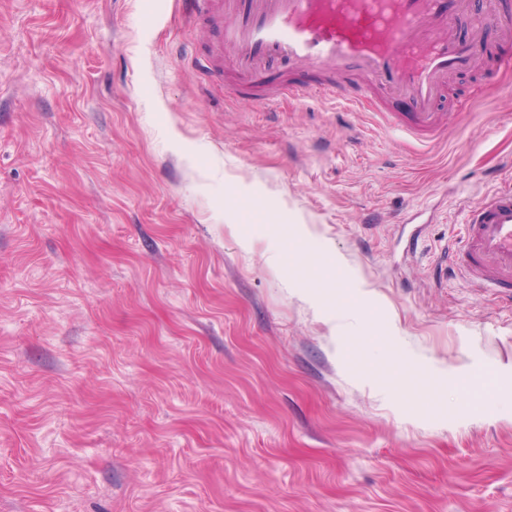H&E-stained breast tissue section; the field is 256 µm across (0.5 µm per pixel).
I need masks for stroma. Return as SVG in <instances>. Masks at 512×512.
<instances>
[{"instance_id": "stroma-1", "label": "stroma", "mask_w": 512, "mask_h": 512, "mask_svg": "<svg viewBox=\"0 0 512 512\" xmlns=\"http://www.w3.org/2000/svg\"><path fill=\"white\" fill-rule=\"evenodd\" d=\"M179 0H0V512H512V310L446 253L512 179V40L422 148L226 97ZM463 386L462 391L464 397L467 399L472 394V391L477 388L482 389H496L500 384V375L491 372H468L462 376Z\"/></svg>"}]
</instances>
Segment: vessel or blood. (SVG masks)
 <instances>
[{
    "mask_svg": "<svg viewBox=\"0 0 512 512\" xmlns=\"http://www.w3.org/2000/svg\"><path fill=\"white\" fill-rule=\"evenodd\" d=\"M186 16L213 34L205 72L237 98L301 100L325 94L379 115L387 129L428 143L448 129L435 105L448 75L476 67L483 28L512 36V17L497 8L472 13L467 0L446 11L442 0H182ZM467 27L468 36L457 35ZM274 62L288 75L268 90ZM353 72L358 92L338 87L333 73ZM408 99L414 110L391 111L381 92ZM451 269L484 292L512 303V185L485 192L467 210L449 249Z\"/></svg>",
    "mask_w": 512,
    "mask_h": 512,
    "instance_id": "b4317fda",
    "label": "vessel or blood"
}]
</instances>
